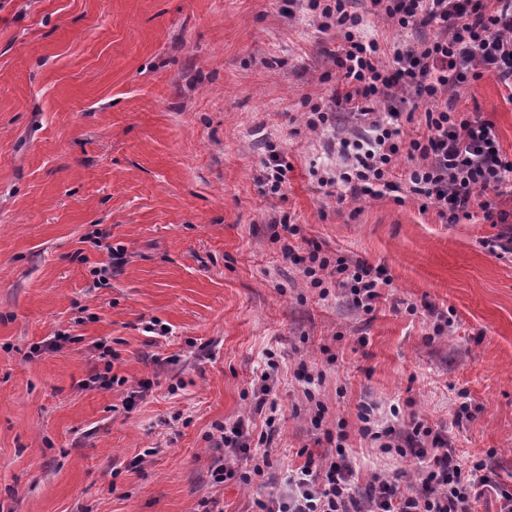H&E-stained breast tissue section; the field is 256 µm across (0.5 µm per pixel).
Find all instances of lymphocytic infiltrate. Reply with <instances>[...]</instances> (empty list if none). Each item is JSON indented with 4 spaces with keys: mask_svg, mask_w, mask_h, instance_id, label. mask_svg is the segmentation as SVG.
<instances>
[{
    "mask_svg": "<svg viewBox=\"0 0 512 512\" xmlns=\"http://www.w3.org/2000/svg\"><path fill=\"white\" fill-rule=\"evenodd\" d=\"M348 0H307L306 7L324 30L342 34L345 46L336 67L349 90L334 97L333 109L313 107L309 128L325 129L334 108L354 105L361 130L341 138L345 165L337 183L352 195L406 192L436 208L448 223L473 218L512 220V161L501 152L493 122L453 109L448 91L468 78L490 74L512 89V0H369L371 14L395 26H436L433 39L417 48L394 47L384 56L377 40L367 38L362 19L347 9ZM426 102L425 132L403 140L401 112L407 99ZM407 153L411 166L405 183L392 178L394 161ZM303 276L311 287L327 278L349 289L353 302L370 309L382 282L363 260H330L309 254ZM431 439L423 447L422 439ZM411 455L422 459L415 487L399 493L395 482L377 476L364 500L352 492L353 468L344 453L330 463L314 457L289 473L283 490L258 501L260 512H473L494 482L482 463L463 465L454 449L426 427L414 426L404 439Z\"/></svg>",
    "mask_w": 512,
    "mask_h": 512,
    "instance_id": "obj_1",
    "label": "lymphocytic infiltrate"
}]
</instances>
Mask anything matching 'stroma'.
Returning <instances> with one entry per match:
<instances>
[{
	"label": "stroma",
	"instance_id": "1",
	"mask_svg": "<svg viewBox=\"0 0 512 512\" xmlns=\"http://www.w3.org/2000/svg\"><path fill=\"white\" fill-rule=\"evenodd\" d=\"M349 6L385 48L435 32ZM343 44L302 0H0V512H255L304 451L340 443L356 491L377 474L412 489L420 461L362 435L365 405L512 489V254L486 247L501 227L482 214L448 224L409 195L321 184L339 145L306 114L344 93ZM453 103L512 158L511 88L471 78ZM272 147L289 166L274 197ZM286 244L390 284L364 310L335 279L311 287ZM99 341L151 384L132 409L81 386ZM240 418L246 459L213 441ZM271 154L264 163V175L262 178V187L270 196L281 195L283 184L286 182V173L288 168L282 164L279 155L274 150H270Z\"/></svg>",
	"mask_w": 512,
	"mask_h": 512
}]
</instances>
